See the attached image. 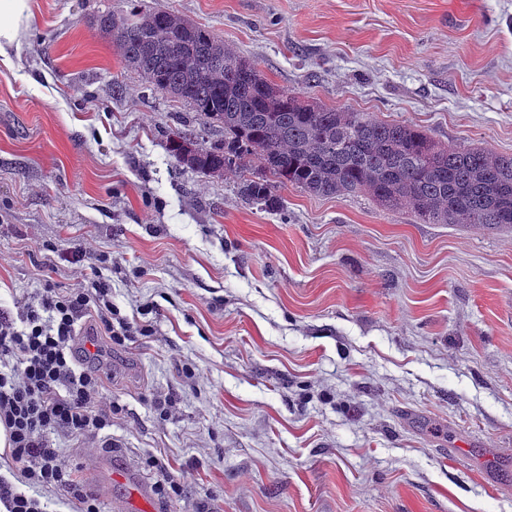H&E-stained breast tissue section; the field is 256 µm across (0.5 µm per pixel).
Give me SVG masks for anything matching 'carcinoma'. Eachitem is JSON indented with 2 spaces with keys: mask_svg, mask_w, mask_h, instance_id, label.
I'll return each instance as SVG.
<instances>
[{
  "mask_svg": "<svg viewBox=\"0 0 512 512\" xmlns=\"http://www.w3.org/2000/svg\"><path fill=\"white\" fill-rule=\"evenodd\" d=\"M99 26L149 87L224 129V140L210 145L170 138L176 166L206 177L239 172L248 203L280 210L277 181L319 197L367 193L385 210L409 209L420 224L512 230V155L444 146L410 124L305 101L170 11L108 12ZM250 157L260 168L249 169Z\"/></svg>",
  "mask_w": 512,
  "mask_h": 512,
  "instance_id": "1",
  "label": "carcinoma"
}]
</instances>
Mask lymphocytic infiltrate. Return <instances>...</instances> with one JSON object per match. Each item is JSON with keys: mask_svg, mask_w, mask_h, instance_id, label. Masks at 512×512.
I'll list each match as a JSON object with an SVG mask.
<instances>
[{"mask_svg": "<svg viewBox=\"0 0 512 512\" xmlns=\"http://www.w3.org/2000/svg\"><path fill=\"white\" fill-rule=\"evenodd\" d=\"M86 317L97 324L104 349L151 331L122 315L111 287L96 276L67 291L41 288L18 315L0 310V424L10 458L0 471V512H49V498L59 492L76 512H102L56 445L60 437H99L116 410L102 400L98 371L75 356Z\"/></svg>", "mask_w": 512, "mask_h": 512, "instance_id": "f902f5d3", "label": "lymphocytic infiltrate"}]
</instances>
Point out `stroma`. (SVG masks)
<instances>
[{
  "label": "stroma",
  "mask_w": 512,
  "mask_h": 512,
  "mask_svg": "<svg viewBox=\"0 0 512 512\" xmlns=\"http://www.w3.org/2000/svg\"><path fill=\"white\" fill-rule=\"evenodd\" d=\"M0 62V308L82 286L86 252L122 314L154 325L102 351L116 405L57 446L80 478L135 484L131 512H512V231L419 224L366 194L177 168L209 126L126 68L97 18L165 9L279 87L512 154V0H30ZM194 368L186 377L185 368ZM172 407H164V400ZM189 472L164 498L148 454Z\"/></svg>",
  "instance_id": "35a3bbf8"
}]
</instances>
